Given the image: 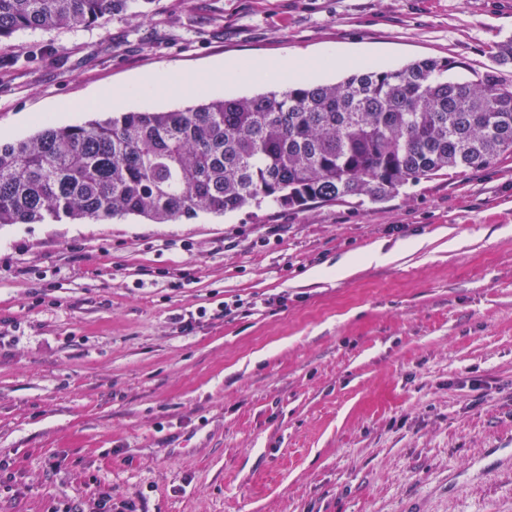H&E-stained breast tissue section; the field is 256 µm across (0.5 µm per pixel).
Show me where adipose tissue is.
Listing matches in <instances>:
<instances>
[{
	"label": "adipose tissue",
	"mask_w": 512,
	"mask_h": 512,
	"mask_svg": "<svg viewBox=\"0 0 512 512\" xmlns=\"http://www.w3.org/2000/svg\"><path fill=\"white\" fill-rule=\"evenodd\" d=\"M348 62V56L340 47L330 46L314 55L271 61L259 66L243 60L234 63L224 61L210 66L200 75L161 70L119 89L102 93L96 97L95 102L104 106L115 99L130 98L149 104L163 94L192 95L202 86L215 90L249 84L255 82L261 72L290 81L305 75L335 70Z\"/></svg>",
	"instance_id": "ef3b65f1"
}]
</instances>
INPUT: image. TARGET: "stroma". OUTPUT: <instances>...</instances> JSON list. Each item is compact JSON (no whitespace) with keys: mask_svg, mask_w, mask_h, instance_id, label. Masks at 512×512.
Here are the masks:
<instances>
[{"mask_svg":"<svg viewBox=\"0 0 512 512\" xmlns=\"http://www.w3.org/2000/svg\"><path fill=\"white\" fill-rule=\"evenodd\" d=\"M510 36L512 0H153L20 33L0 139L162 69L339 43L470 80ZM0 460V512H512V156L381 203L0 226ZM86 496L93 507L82 512H137L136 505L133 502H123L121 506L115 507L111 503L112 499L103 493L97 494L95 491L90 490L86 492Z\"/></svg>","mask_w":512,"mask_h":512,"instance_id":"1","label":"stroma"}]
</instances>
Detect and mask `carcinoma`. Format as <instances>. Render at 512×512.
<instances>
[{"instance_id":"carcinoma-1","label":"carcinoma","mask_w":512,"mask_h":512,"mask_svg":"<svg viewBox=\"0 0 512 512\" xmlns=\"http://www.w3.org/2000/svg\"><path fill=\"white\" fill-rule=\"evenodd\" d=\"M152 0H0V53L21 31L80 28L145 15ZM473 80L450 60L357 70L338 83H288L253 97L169 111L123 112L81 124H39L0 140V225L128 216L181 224L272 202L299 208L366 197L481 170L512 154V38Z\"/></svg>"}]
</instances>
